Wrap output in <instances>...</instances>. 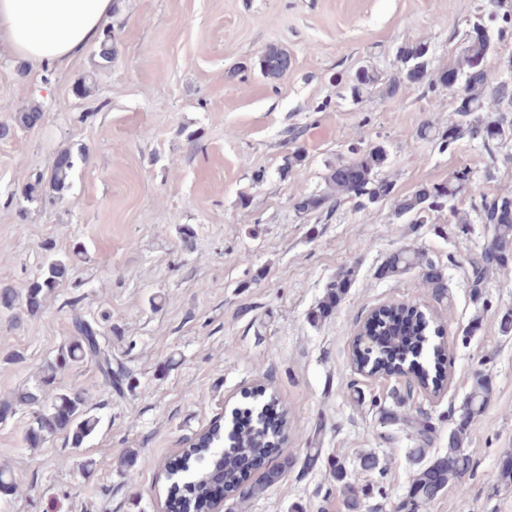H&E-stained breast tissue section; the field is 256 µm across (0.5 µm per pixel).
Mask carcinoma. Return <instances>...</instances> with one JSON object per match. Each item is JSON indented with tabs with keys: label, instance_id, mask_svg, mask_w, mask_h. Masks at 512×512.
I'll return each mask as SVG.
<instances>
[{
	"label": "carcinoma",
	"instance_id": "obj_1",
	"mask_svg": "<svg viewBox=\"0 0 512 512\" xmlns=\"http://www.w3.org/2000/svg\"><path fill=\"white\" fill-rule=\"evenodd\" d=\"M476 28L465 30L461 45L455 58L436 79L426 82V90L431 92L437 86L448 88V98L459 94L465 99V109L455 112L456 120L451 122L448 130L437 134L438 147L449 148L456 141L468 135L482 138L488 148L512 138V126L507 124L505 113L512 112V83L504 80L495 85L486 77H478L475 71L487 67L491 56L498 53L499 47L512 35V27L490 25L488 15L480 12L473 17ZM426 47L418 44L402 50L403 69L391 81L396 87L402 82L414 81V74L427 69L425 60ZM96 68L107 69L112 65V30L103 33L97 52ZM290 56L288 52L268 49L261 59V70L269 79H279L288 73ZM458 79V85L448 87V76ZM42 111L37 105H31L17 113L15 122L25 128L38 125ZM387 159L386 150L375 145L365 151L361 157L349 161L351 168L341 169L344 161L336 162L332 167L329 180L336 190L353 199L355 210L369 213L373 206L384 200L392 192L391 184L381 177V169ZM76 160L71 150L58 153L49 177L51 190L60 193L66 190L71 181ZM463 177L457 176L446 185L426 187L418 190L412 197L397 205V216L414 214L415 222L425 224L430 214L448 206V198L458 194ZM512 210V197L485 199L481 203L479 220L492 227V238L484 259L495 256L499 264L505 263L504 254L512 243V222L505 215ZM413 264L411 253L402 250L393 255L384 271L388 275L399 274ZM68 274L66 261L53 259L42 266L39 275L29 284L24 295L27 310L38 312L46 300L61 285ZM348 287V278L343 275L328 286V291L314 313L317 320L325 318L336 308L338 299ZM406 316L412 339H400L401 330L397 321ZM73 335L64 349L58 354L55 363L47 366L44 383L23 389L10 398L0 402V414L10 413L18 405L36 406L38 410L25 434L26 443L36 448L47 439L61 433L68 434L73 444L81 445L91 436L100 424L98 416L93 414L84 393L71 390L57 392L48 403H43L45 386L56 376L59 369L77 365L86 359L96 361L105 380L116 383L122 374L112 371V352L103 343L98 325L76 313L72 318ZM370 336H391L392 343L384 346L379 341L371 345L354 346L355 363L383 370L391 365L396 356L404 358V364L411 367L420 381L440 385L447 377L445 353L443 346L434 344L430 339V320L423 314L413 311L405 312L397 307H389L381 313L368 328ZM490 393V382L482 373L473 376V383L468 399L461 410L462 420H467L482 412ZM464 426L449 436L448 454L434 465L424 468L416 478L410 497L404 502L407 512H419L452 478L466 472L470 467L469 458L460 448V435ZM266 448V434L263 428V413L253 414L251 425L236 427L229 431L217 427L203 438L198 446L188 449L184 455L171 466V473L181 483L194 491L192 508L194 512H206L210 499L208 492L209 474L222 470L225 482L231 490H236L233 476L237 457L243 453L259 454Z\"/></svg>",
	"mask_w": 512,
	"mask_h": 512
}]
</instances>
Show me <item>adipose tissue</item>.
Masks as SVG:
<instances>
[{
    "mask_svg": "<svg viewBox=\"0 0 512 512\" xmlns=\"http://www.w3.org/2000/svg\"><path fill=\"white\" fill-rule=\"evenodd\" d=\"M113 0H0V44L34 67L62 68L96 43Z\"/></svg>",
    "mask_w": 512,
    "mask_h": 512,
    "instance_id": "obj_1",
    "label": "adipose tissue"
}]
</instances>
